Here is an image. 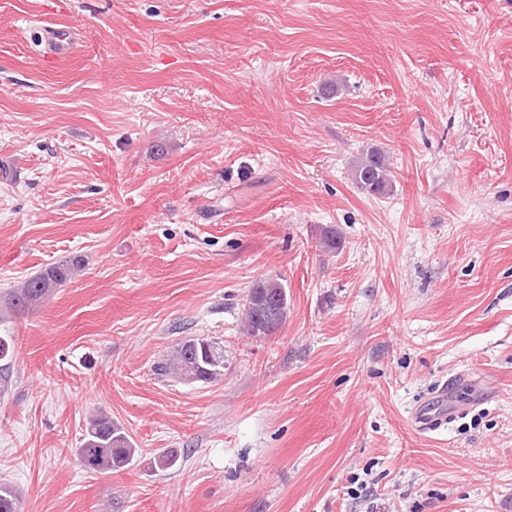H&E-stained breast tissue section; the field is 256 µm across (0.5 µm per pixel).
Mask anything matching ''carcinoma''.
Masks as SVG:
<instances>
[{
    "mask_svg": "<svg viewBox=\"0 0 512 512\" xmlns=\"http://www.w3.org/2000/svg\"><path fill=\"white\" fill-rule=\"evenodd\" d=\"M354 182L373 195L387 193L391 185L389 161L377 148H372L359 158L353 169ZM82 260L49 265L7 293L5 304L13 313L24 312L47 300L56 289L70 281L81 268ZM279 277H267L250 290L245 308V327L251 336H269L286 322L288 299ZM276 304L277 324L270 331L263 330L266 317L264 304ZM160 371L186 383H212L224 376V346L206 338H188L177 345L160 365ZM136 449L124 429L106 414L89 419L85 433L77 448V455L86 471L110 474L129 465ZM0 512H20L16 493L7 485H0Z\"/></svg>",
    "mask_w": 512,
    "mask_h": 512,
    "instance_id": "carcinoma-1",
    "label": "carcinoma"
}]
</instances>
